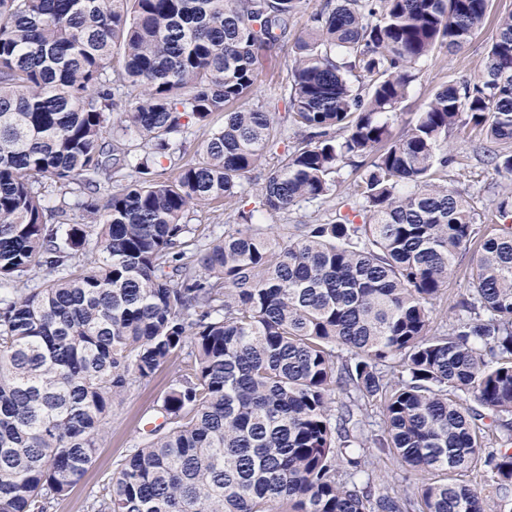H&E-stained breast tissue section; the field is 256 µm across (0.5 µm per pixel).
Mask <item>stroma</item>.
Wrapping results in <instances>:
<instances>
[{"instance_id": "35a3bbf8", "label": "stroma", "mask_w": 512, "mask_h": 512, "mask_svg": "<svg viewBox=\"0 0 512 512\" xmlns=\"http://www.w3.org/2000/svg\"><path fill=\"white\" fill-rule=\"evenodd\" d=\"M509 13H512V0H492V19L460 51L438 56L418 66L409 96L397 109L392 125L394 134L403 132L416 112L442 84H459L474 78L498 34L496 17ZM292 59L293 43L289 40L262 52L258 79L248 99L249 104H265L283 110L282 87ZM482 140L483 135L478 130L472 131L467 138L452 140L451 149L458 161L448 169L447 184L470 201L478 224L489 225L498 220V195L512 185V176L496 172L488 163ZM352 178L350 168H342L336 176L337 188L325 202L307 204L285 215L261 212L260 218L263 223L277 225L334 221L337 213L347 211L353 204L348 190ZM180 364V358L171 359L150 381L134 386L113 405L112 416L93 465L68 495L53 505L50 512H84L86 500L108 482L116 462L129 448L138 445L144 424L153 416L157 402L173 385Z\"/></svg>"}]
</instances>
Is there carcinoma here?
<instances>
[{"instance_id":"obj_1","label":"carcinoma","mask_w":512,"mask_h":512,"mask_svg":"<svg viewBox=\"0 0 512 512\" xmlns=\"http://www.w3.org/2000/svg\"><path fill=\"white\" fill-rule=\"evenodd\" d=\"M301 2L0 0V512H49L114 401L182 354L165 424L86 512H486L457 478L482 466L512 512V189L480 228L445 184L448 139L470 127L512 174V14L480 73L396 138L418 64L467 44L492 0H325L295 38L284 120L301 137L280 153L275 113L241 102ZM218 112L184 160L178 137ZM355 158L339 221L279 232L237 209L205 242L186 224L232 207L260 166L266 212L322 201ZM488 413L503 442L489 455ZM370 448L415 469L416 489L376 481ZM470 261L471 252L464 255L462 258H459V261L454 268L453 274L448 279L447 291L441 303V307L439 308V311L435 317V322L439 326L445 325L446 323L449 325L452 321L451 317H453V314L450 312V308L459 298V295L464 293V288L466 286L464 273L467 271V268L470 265ZM441 308H443L442 311H440Z\"/></svg>"}]
</instances>
